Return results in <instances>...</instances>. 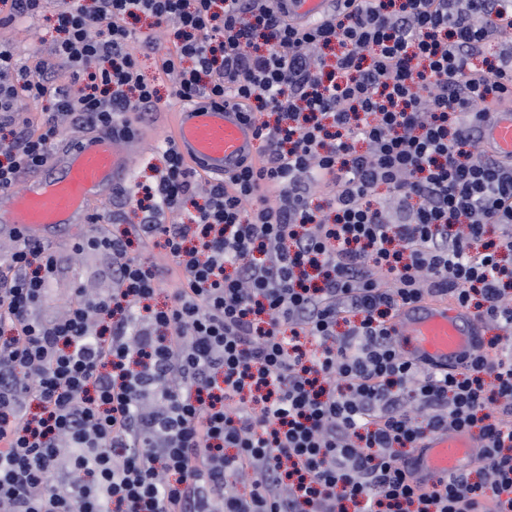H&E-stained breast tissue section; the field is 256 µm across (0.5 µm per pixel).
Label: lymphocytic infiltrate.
I'll return each instance as SVG.
<instances>
[{
	"label": "lymphocytic infiltrate",
	"mask_w": 512,
	"mask_h": 512,
	"mask_svg": "<svg viewBox=\"0 0 512 512\" xmlns=\"http://www.w3.org/2000/svg\"><path fill=\"white\" fill-rule=\"evenodd\" d=\"M49 8L61 37L23 83L0 43L1 193L64 118L155 109L144 48L180 100L277 119L221 182L166 143L139 224L78 245L109 257L110 292L46 318L53 252L0 259V512H512V162L476 136L512 98V0H342L307 29L276 0H0V28ZM141 15L170 47L138 39ZM428 297L499 336L418 366L391 324ZM459 429L483 437L477 464L415 486L418 444Z\"/></svg>",
	"instance_id": "f902f5d3"
}]
</instances>
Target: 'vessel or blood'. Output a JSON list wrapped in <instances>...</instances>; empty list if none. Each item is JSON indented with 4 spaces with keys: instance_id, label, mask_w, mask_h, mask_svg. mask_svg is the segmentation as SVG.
<instances>
[{
    "instance_id": "obj_1",
    "label": "vessel or blood",
    "mask_w": 512,
    "mask_h": 512,
    "mask_svg": "<svg viewBox=\"0 0 512 512\" xmlns=\"http://www.w3.org/2000/svg\"><path fill=\"white\" fill-rule=\"evenodd\" d=\"M332 4L333 0H278L280 9L302 25L324 17ZM171 123L180 153L210 178L232 175L255 153V130L236 104L182 106L172 113ZM478 135L489 152L511 158L512 103L489 113ZM142 147L141 132L131 126L62 139L42 166L23 176L8 205L0 207V235L42 242L59 228L90 223L94 205L130 180V161ZM394 333L414 363L445 371L472 354L480 324L458 303L429 298L403 306ZM483 447V439L473 432L443 430L429 435L409 460L415 483L430 485L461 472L479 458Z\"/></svg>"
}]
</instances>
